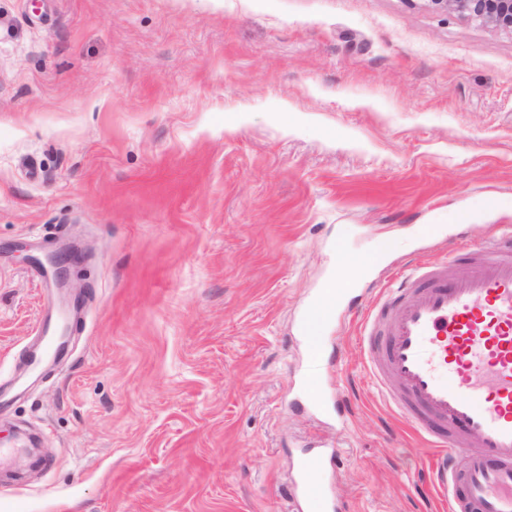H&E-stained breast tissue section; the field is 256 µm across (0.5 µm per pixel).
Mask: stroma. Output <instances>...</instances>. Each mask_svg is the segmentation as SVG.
I'll return each mask as SVG.
<instances>
[{"instance_id":"1","label":"stroma","mask_w":512,"mask_h":512,"mask_svg":"<svg viewBox=\"0 0 512 512\" xmlns=\"http://www.w3.org/2000/svg\"><path fill=\"white\" fill-rule=\"evenodd\" d=\"M505 225L510 33L420 0H0V512H293L295 457L335 441L346 512H444L359 334L405 268ZM63 226L83 318L33 377L64 303L25 257ZM342 255L362 304L310 345Z\"/></svg>"}]
</instances>
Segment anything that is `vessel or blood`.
<instances>
[{
  "instance_id": "obj_1",
  "label": "vessel or blood",
  "mask_w": 512,
  "mask_h": 512,
  "mask_svg": "<svg viewBox=\"0 0 512 512\" xmlns=\"http://www.w3.org/2000/svg\"><path fill=\"white\" fill-rule=\"evenodd\" d=\"M335 300L332 290L311 299L299 331ZM362 347L376 387L434 446L432 476L448 512H512V228L411 267L373 306ZM337 455L298 457L295 512L326 497L314 475Z\"/></svg>"
}]
</instances>
